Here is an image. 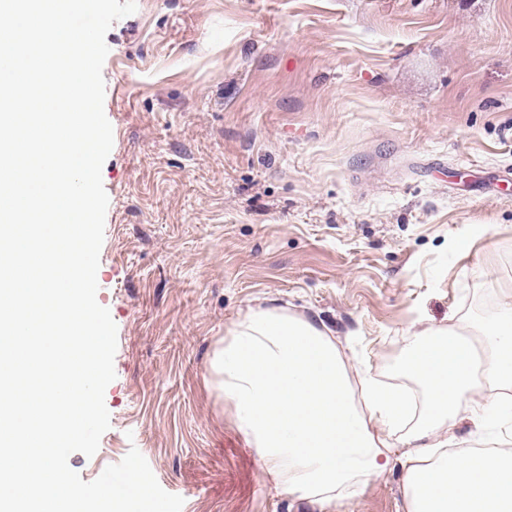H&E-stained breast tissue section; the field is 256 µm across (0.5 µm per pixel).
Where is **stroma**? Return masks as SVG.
Segmentation results:
<instances>
[{
	"label": "stroma",
	"mask_w": 512,
	"mask_h": 512,
	"mask_svg": "<svg viewBox=\"0 0 512 512\" xmlns=\"http://www.w3.org/2000/svg\"><path fill=\"white\" fill-rule=\"evenodd\" d=\"M106 43L116 378L69 465L91 481L134 447L182 512H328L273 488L209 360L284 305L418 396L407 336L512 302V0H137ZM438 436L512 448L465 415ZM403 475L350 512H403Z\"/></svg>",
	"instance_id": "1"
}]
</instances>
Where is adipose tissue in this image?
<instances>
[{"mask_svg": "<svg viewBox=\"0 0 512 512\" xmlns=\"http://www.w3.org/2000/svg\"><path fill=\"white\" fill-rule=\"evenodd\" d=\"M402 371L425 391L352 381L335 338L287 308H257L220 339L210 382L273 486L324 506L354 497L392 463L406 428V512H512V449L449 455L439 425L466 410L483 424L512 416V309L490 323L409 336Z\"/></svg>", "mask_w": 512, "mask_h": 512, "instance_id": "1", "label": "adipose tissue"}]
</instances>
